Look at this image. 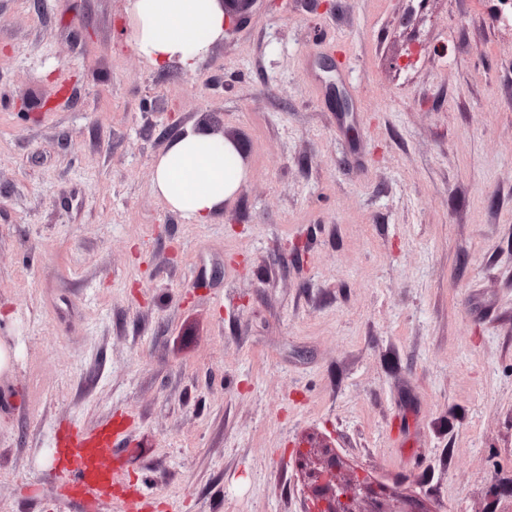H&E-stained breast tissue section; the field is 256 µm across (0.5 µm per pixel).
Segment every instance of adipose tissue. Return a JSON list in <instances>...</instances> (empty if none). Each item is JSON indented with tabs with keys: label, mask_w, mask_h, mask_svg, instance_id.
Returning <instances> with one entry per match:
<instances>
[{
	"label": "adipose tissue",
	"mask_w": 512,
	"mask_h": 512,
	"mask_svg": "<svg viewBox=\"0 0 512 512\" xmlns=\"http://www.w3.org/2000/svg\"><path fill=\"white\" fill-rule=\"evenodd\" d=\"M131 40L153 67L193 70L226 25L219 0H132ZM247 172L237 145L203 130L177 135L154 165L151 190L204 224L237 195Z\"/></svg>",
	"instance_id": "obj_1"
}]
</instances>
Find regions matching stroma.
Returning a JSON list of instances; mask_svg holds the SVG:
<instances>
[{"label":"stroma","mask_w":512,"mask_h":512,"mask_svg":"<svg viewBox=\"0 0 512 512\" xmlns=\"http://www.w3.org/2000/svg\"><path fill=\"white\" fill-rule=\"evenodd\" d=\"M334 2L186 72L128 0H0V512H84L57 446L111 426L93 512H512V5ZM211 113L248 178L195 224L151 181ZM346 483H335V487L331 489V497L324 501L317 500L313 512H360L359 510L350 511V508L345 503L350 499V494L345 489Z\"/></svg>","instance_id":"35a3bbf8"}]
</instances>
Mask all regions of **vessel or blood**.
<instances>
[{
	"instance_id": "b4317fda",
	"label": "vessel or blood",
	"mask_w": 512,
	"mask_h": 512,
	"mask_svg": "<svg viewBox=\"0 0 512 512\" xmlns=\"http://www.w3.org/2000/svg\"><path fill=\"white\" fill-rule=\"evenodd\" d=\"M112 441L111 432L70 433L61 441L66 458L62 477L66 484L81 491L86 506H93L97 496L111 486L117 474L104 467L100 455Z\"/></svg>"
}]
</instances>
